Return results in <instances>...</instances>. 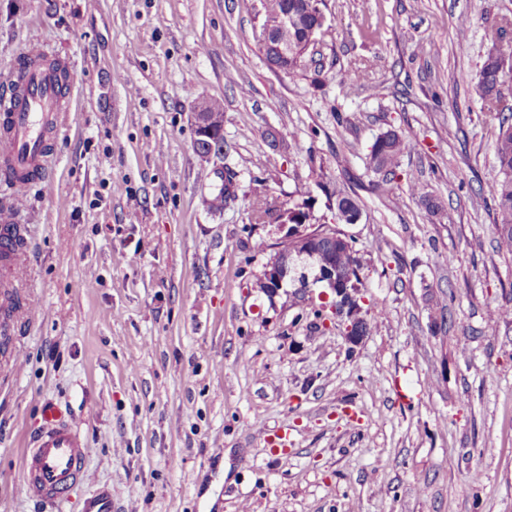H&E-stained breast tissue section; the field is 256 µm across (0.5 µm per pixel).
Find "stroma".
Instances as JSON below:
<instances>
[{
    "label": "stroma",
    "mask_w": 512,
    "mask_h": 512,
    "mask_svg": "<svg viewBox=\"0 0 512 512\" xmlns=\"http://www.w3.org/2000/svg\"><path fill=\"white\" fill-rule=\"evenodd\" d=\"M512 0H323L313 65L268 67L260 0H0V85L26 48L74 79L51 175L17 206L28 245L15 352H0V512H512V254L496 249L498 126L475 91ZM224 108L236 199L207 208L193 98ZM417 143L377 188L370 147ZM352 188L360 220H337ZM305 200L352 238L372 327L356 347L318 295L257 286ZM444 306L446 325L435 322ZM87 443L52 506L16 484L41 410ZM404 178L409 195L418 198V200L431 213H436L441 210L440 203L425 191L424 187L417 178H415L410 173H406Z\"/></svg>",
    "instance_id": "35a3bbf8"
}]
</instances>
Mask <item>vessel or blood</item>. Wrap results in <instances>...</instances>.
<instances>
[{"mask_svg": "<svg viewBox=\"0 0 512 512\" xmlns=\"http://www.w3.org/2000/svg\"><path fill=\"white\" fill-rule=\"evenodd\" d=\"M25 55L30 71L23 85L0 88V163L17 175L46 177L49 155L65 94V66L52 63L47 53L32 47ZM86 446L71 425L54 409H45L43 424L30 441L24 458V476L18 491L40 502L62 499L72 485L86 481Z\"/></svg>", "mask_w": 512, "mask_h": 512, "instance_id": "obj_1", "label": "vessel or blood"}]
</instances>
